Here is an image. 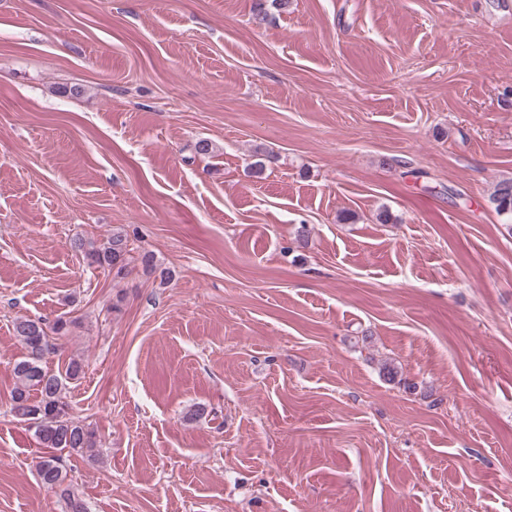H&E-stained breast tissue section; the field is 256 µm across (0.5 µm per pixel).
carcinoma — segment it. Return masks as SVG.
I'll list each match as a JSON object with an SVG mask.
<instances>
[{
	"instance_id": "carcinoma-1",
	"label": "carcinoma",
	"mask_w": 512,
	"mask_h": 512,
	"mask_svg": "<svg viewBox=\"0 0 512 512\" xmlns=\"http://www.w3.org/2000/svg\"><path fill=\"white\" fill-rule=\"evenodd\" d=\"M490 201L498 215L512 220V178L495 184ZM74 246L90 267L109 269L117 276L128 272L131 248L127 235L121 232H114L100 242L79 239ZM70 325V321L61 317L51 324L26 317L14 322L15 335L25 353L14 364L17 382L11 392V413L28 424L39 445L47 449L36 464L40 482L61 492L66 512H89L60 456L64 450L91 459L98 454L93 433L72 418L65 396L68 384L79 378L82 365L72 360L63 372H53L44 366L45 358L56 352L53 337L66 335Z\"/></svg>"
}]
</instances>
